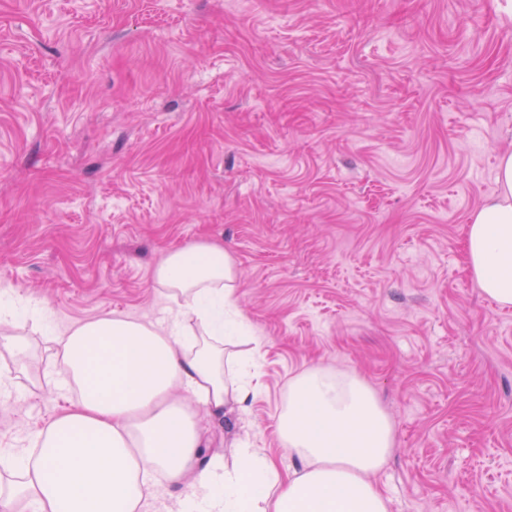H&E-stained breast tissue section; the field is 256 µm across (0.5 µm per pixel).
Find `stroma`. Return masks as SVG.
<instances>
[{
	"label": "stroma",
	"mask_w": 512,
	"mask_h": 512,
	"mask_svg": "<svg viewBox=\"0 0 512 512\" xmlns=\"http://www.w3.org/2000/svg\"><path fill=\"white\" fill-rule=\"evenodd\" d=\"M512 149V0H0V282L58 326L157 322L154 270L224 245L261 343L207 455L263 448L288 382L361 377L390 512H512V306L464 258ZM0 351V450L69 401Z\"/></svg>",
	"instance_id": "stroma-1"
}]
</instances>
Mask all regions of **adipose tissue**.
<instances>
[{
    "label": "adipose tissue",
    "mask_w": 512,
    "mask_h": 512,
    "mask_svg": "<svg viewBox=\"0 0 512 512\" xmlns=\"http://www.w3.org/2000/svg\"><path fill=\"white\" fill-rule=\"evenodd\" d=\"M497 183L469 220L466 260L484 295L512 305V151ZM154 280L171 304L163 324L107 313L52 330L61 384L77 401L37 431L35 450L0 454L32 512H147L156 472L190 482L179 512H390L374 477L393 423L354 374L315 368L289 380L276 433L299 461L291 475L248 442L232 464L199 466L198 407L217 416L255 392L231 367L250 329L239 274L223 246L198 242L169 251Z\"/></svg>",
    "instance_id": "adipose-tissue-1"
}]
</instances>
